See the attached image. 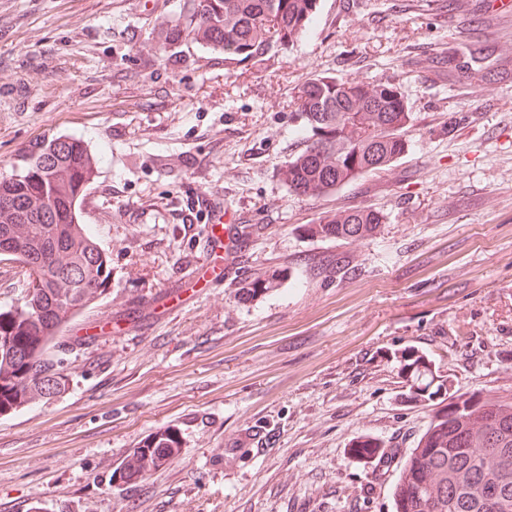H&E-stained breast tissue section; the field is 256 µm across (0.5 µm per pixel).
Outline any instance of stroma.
<instances>
[{"mask_svg": "<svg viewBox=\"0 0 512 512\" xmlns=\"http://www.w3.org/2000/svg\"><path fill=\"white\" fill-rule=\"evenodd\" d=\"M187 5L0 0V177L31 142L81 138V222L112 259L50 348L61 392L0 415V512H391L437 407L512 397V69L468 70L512 60V7L320 0L293 44L240 63L176 37ZM314 75L392 83L410 119L392 166L310 198L284 171ZM202 188L245 251L211 288ZM350 208L378 233H319ZM259 276L273 288L240 299ZM169 429L177 454L128 480Z\"/></svg>", "mask_w": 512, "mask_h": 512, "instance_id": "1", "label": "stroma"}]
</instances>
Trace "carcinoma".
Segmentation results:
<instances>
[{"mask_svg": "<svg viewBox=\"0 0 512 512\" xmlns=\"http://www.w3.org/2000/svg\"><path fill=\"white\" fill-rule=\"evenodd\" d=\"M178 33L194 35L229 60H253L292 42L308 27L319 0H190ZM310 135L288 165V186L321 197L365 174L390 167L405 150L408 108L395 85L372 87L316 76L298 88ZM91 155L71 136L36 141L0 180V250L29 267L23 302L0 310V415L22 404L28 389L48 399L64 386L48 354L66 322L83 313L111 276V259L80 224V199ZM380 212L353 208L320 224L325 237L372 235ZM15 224L30 236L14 240ZM175 433L148 439L141 459L176 448ZM392 512H512V400L463 393L434 412L411 449L392 493Z\"/></svg>", "mask_w": 512, "mask_h": 512, "instance_id": "1", "label": "carcinoma"}]
</instances>
